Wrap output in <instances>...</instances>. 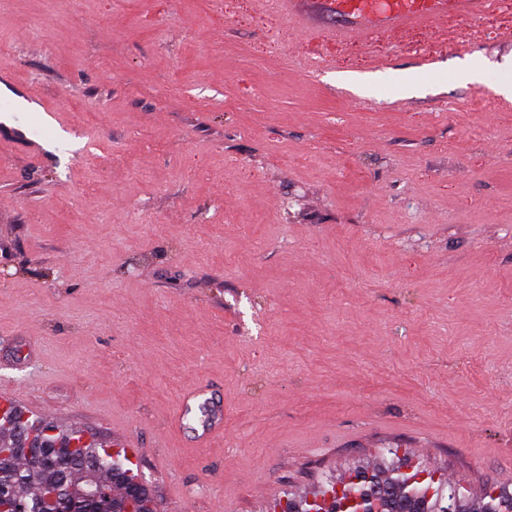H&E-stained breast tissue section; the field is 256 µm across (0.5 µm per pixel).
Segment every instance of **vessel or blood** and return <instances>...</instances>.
I'll return each mask as SVG.
<instances>
[{"label": "vessel or blood", "instance_id": "vessel-or-blood-1", "mask_svg": "<svg viewBox=\"0 0 512 512\" xmlns=\"http://www.w3.org/2000/svg\"><path fill=\"white\" fill-rule=\"evenodd\" d=\"M287 16L290 25L310 29V16L322 10L336 16L338 24L326 32V41L348 44L370 32L401 39L413 31L431 29L447 34L449 25L476 21L492 13L500 0H269ZM224 431V419L216 403H209L194 433L205 443Z\"/></svg>", "mask_w": 512, "mask_h": 512}]
</instances>
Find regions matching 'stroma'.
<instances>
[{
	"instance_id": "obj_1",
	"label": "stroma",
	"mask_w": 512,
	"mask_h": 512,
	"mask_svg": "<svg viewBox=\"0 0 512 512\" xmlns=\"http://www.w3.org/2000/svg\"><path fill=\"white\" fill-rule=\"evenodd\" d=\"M479 27L432 54L260 0H0V395L125 444L162 512L384 448L512 484V8ZM208 393L202 386H194L188 389L183 395L184 408L187 413L191 412L195 406L208 403L206 412L199 422V428L195 429L194 439L197 443H206L213 437L223 434L224 418L216 403L211 398H205L203 403L200 400Z\"/></svg>"
}]
</instances>
